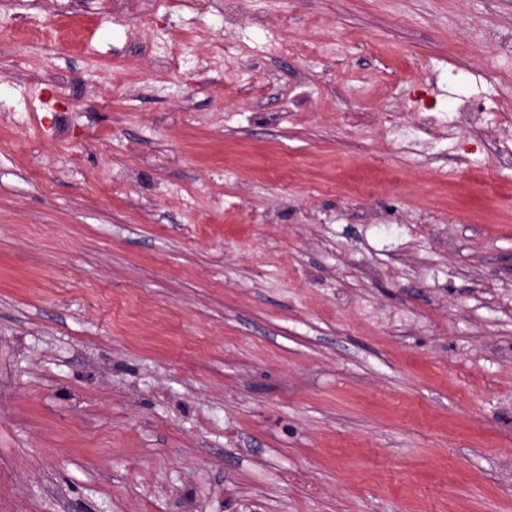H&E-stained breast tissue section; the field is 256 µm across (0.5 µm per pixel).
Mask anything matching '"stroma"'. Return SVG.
Returning a JSON list of instances; mask_svg holds the SVG:
<instances>
[{
    "label": "stroma",
    "mask_w": 512,
    "mask_h": 512,
    "mask_svg": "<svg viewBox=\"0 0 512 512\" xmlns=\"http://www.w3.org/2000/svg\"><path fill=\"white\" fill-rule=\"evenodd\" d=\"M113 2L0 0V512H512V0Z\"/></svg>",
    "instance_id": "stroma-1"
}]
</instances>
